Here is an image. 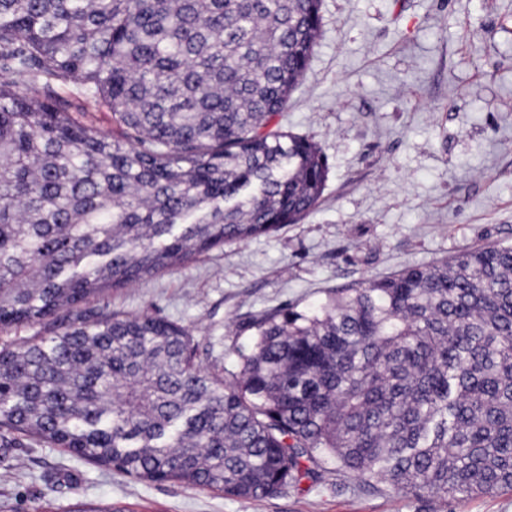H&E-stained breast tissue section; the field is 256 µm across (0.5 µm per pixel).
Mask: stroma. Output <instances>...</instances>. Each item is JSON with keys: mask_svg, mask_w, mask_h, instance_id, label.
<instances>
[{"mask_svg": "<svg viewBox=\"0 0 512 512\" xmlns=\"http://www.w3.org/2000/svg\"><path fill=\"white\" fill-rule=\"evenodd\" d=\"M322 35L283 130L329 168L300 223L218 248L87 303L187 328L205 369L235 370L241 326L337 289L512 244V0H322ZM432 512L384 485L324 484L241 501L150 482L28 440L0 453V512Z\"/></svg>", "mask_w": 512, "mask_h": 512, "instance_id": "stroma-1", "label": "stroma"}]
</instances>
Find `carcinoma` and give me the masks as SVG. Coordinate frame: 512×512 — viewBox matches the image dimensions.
<instances>
[{
  "label": "carcinoma",
  "mask_w": 512,
  "mask_h": 512,
  "mask_svg": "<svg viewBox=\"0 0 512 512\" xmlns=\"http://www.w3.org/2000/svg\"><path fill=\"white\" fill-rule=\"evenodd\" d=\"M322 0H0V446L262 500L334 469L448 505L512 490V246L253 320L232 380L190 333L80 305L296 224L329 170L271 129ZM78 95L112 132L70 113Z\"/></svg>",
  "instance_id": "carcinoma-1"
}]
</instances>
